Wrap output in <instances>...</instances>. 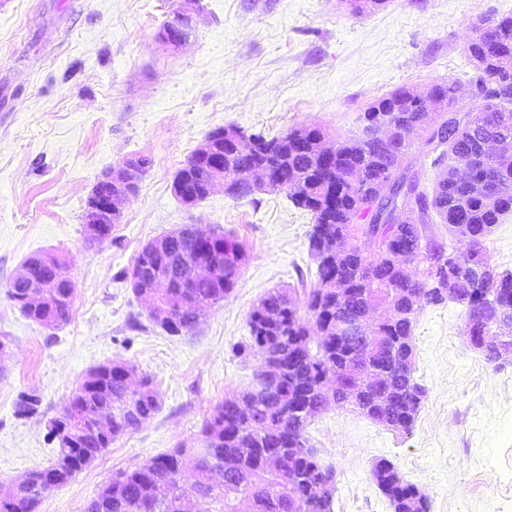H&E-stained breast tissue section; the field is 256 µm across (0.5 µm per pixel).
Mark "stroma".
Instances as JSON below:
<instances>
[{
    "label": "stroma",
    "instance_id": "stroma-1",
    "mask_svg": "<svg viewBox=\"0 0 512 512\" xmlns=\"http://www.w3.org/2000/svg\"><path fill=\"white\" fill-rule=\"evenodd\" d=\"M196 12L177 49L157 34L176 9ZM512 14V0H387L356 14L345 0H0V485L47 466L50 419L89 371L114 361L149 378L161 409L113 441L38 512H82L112 473L173 448H200V429L225 397L252 387L258 362L240 354L249 312L287 289L304 307L316 262L311 217L286 191L193 207L172 183L213 130L284 135L317 124L346 134L370 103L405 86L460 81L476 25ZM149 166L120 206L110 238L91 244L83 221L99 174L129 157ZM184 224L231 235L246 260L237 284L201 323L171 336L144 300L115 281L143 246ZM53 251L74 285L69 321L48 329L8 296L29 256ZM424 398L411 433L329 406L306 428L336 473L332 512H392L374 482L391 461L430 512H512V359L468 344L464 308L426 305L413 330ZM40 400L15 414L20 395Z\"/></svg>",
    "mask_w": 512,
    "mask_h": 512
}]
</instances>
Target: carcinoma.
I'll list each match as a JSON object with an SVG mask.
<instances>
[{
  "label": "carcinoma",
  "mask_w": 512,
  "mask_h": 512,
  "mask_svg": "<svg viewBox=\"0 0 512 512\" xmlns=\"http://www.w3.org/2000/svg\"><path fill=\"white\" fill-rule=\"evenodd\" d=\"M473 73L468 83L478 103L464 111L456 107L457 82L441 80L433 86L438 97L441 128H431L422 146L413 134L421 111L414 107L411 92L400 87L370 104L356 121L388 120L398 128L385 144L366 143L355 134L336 137V164L329 167L318 150V142L327 138L319 125L306 127L307 138H268L249 134V143L237 151V162L266 161L281 177L293 204L311 213L309 233L311 255L321 253L336 238L348 241L346 255L334 263L316 260V285L307 296V313L317 329L310 336L288 292L273 290L261 299L262 306L252 308L247 325L250 344L239 348L259 361V368L277 360L278 375L273 399L259 403L260 418L250 421L240 404L250 400L249 392L224 398L213 415L205 420L201 434L210 448L203 457L200 448L177 447L153 458L156 466L118 470L86 504L84 512H183L186 497H194L200 512H240L249 503V512H332V503H320L311 494L313 484L327 469L308 446L307 425L319 410L296 414L283 408L294 399L313 404L324 390L358 371L360 379L370 378L372 369H386L393 355L406 352L413 340L415 317L423 304L439 305L447 300L462 305L467 325L495 327L492 307L505 313L512 301L498 299L499 288L512 289V273L500 272L508 283L499 284L490 276H478L474 266L490 265L484 241L495 225L512 214V156H487L483 142L489 137L512 140V17L488 18L466 48ZM266 141L273 154H259L256 145ZM441 169L432 192L422 186L425 165ZM206 162L194 155L177 172L189 185L196 199L207 198L202 186ZM487 181L493 194L475 195L469 179ZM393 180L395 192L380 194L384 182ZM400 198L413 211L411 222L399 223L392 200ZM437 215L448 225V243L428 233L427 224ZM381 241L380 249L369 259L358 241ZM459 272L463 289L475 298L471 302L456 294L442 299L431 297L428 282L439 273L440 258ZM188 262L208 270L191 287H183L178 271ZM243 247L218 231L208 241L196 237L187 226L175 238L165 234L143 247L131 271L122 270L115 280L131 285L133 292L148 300L153 312L164 311L177 297L193 303L190 314H174L157 324L168 334L177 335L197 325L208 308L224 299L235 286L242 264ZM420 267L422 279L410 281L400 266ZM413 289L418 304L404 301L392 321L379 324L378 335L388 350L363 356L365 348L355 340H341L336 325L343 318L361 316L367 307L385 299L389 289ZM27 288L21 282L10 284L9 297L28 318L42 322L52 319L56 326L70 318L72 287L64 282L47 289V298L39 307L26 302ZM122 367L112 371L102 364L91 370L95 378L83 381L69 396L62 418L69 411L83 413L84 423L74 441H60L54 460L47 469L58 472L54 488L65 486L74 474L112 445V441L139 426L142 417L159 411L158 395L149 379L136 388L123 381ZM388 395L368 388L342 394L337 405L368 418L379 404L388 402L391 415L405 420L417 416L424 388L416 381L414 370L392 372ZM124 407L122 416L112 422V439L94 433L95 417ZM392 462L378 460L373 467L376 479L387 482L386 497L401 503L396 512H419L409 498L416 487L399 474L390 472ZM193 473V482H181L185 471ZM49 490L32 484L12 498L0 497V512H37ZM301 501L293 503L296 496Z\"/></svg>",
  "instance_id": "cac0c4a2"
}]
</instances>
